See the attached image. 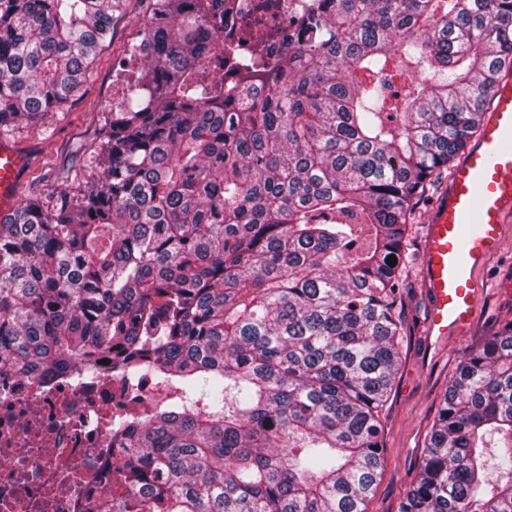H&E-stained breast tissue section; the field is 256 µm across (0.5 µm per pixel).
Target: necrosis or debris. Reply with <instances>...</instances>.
I'll return each instance as SVG.
<instances>
[{"instance_id":"obj_1","label":"necrosis or debris","mask_w":512,"mask_h":512,"mask_svg":"<svg viewBox=\"0 0 512 512\" xmlns=\"http://www.w3.org/2000/svg\"><path fill=\"white\" fill-rule=\"evenodd\" d=\"M161 398L108 368L90 382L1 376L0 512H89L112 455L113 411L143 417Z\"/></svg>"}]
</instances>
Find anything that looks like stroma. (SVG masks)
Here are the masks:
<instances>
[{
	"label": "stroma",
	"mask_w": 512,
	"mask_h": 512,
	"mask_svg": "<svg viewBox=\"0 0 512 512\" xmlns=\"http://www.w3.org/2000/svg\"><path fill=\"white\" fill-rule=\"evenodd\" d=\"M148 0H125L115 12L94 63L90 66L86 94H75L37 124L23 125L7 135L31 157L19 196L52 194L71 187L69 172L73 151L88 150L100 138L101 112L122 100L137 67L127 52L140 41ZM428 206H421L409 226L408 262L402 272L401 311L405 336L401 365L394 389L382 411L384 467L367 512H398L418 472L426 435L441 407L448 382L458 362L477 336L512 322V298L500 294L497 284L512 276V233L500 254L481 274L486 288L482 315L472 335L431 348L424 338L426 297L422 287L420 256Z\"/></svg>",
	"instance_id": "stroma-1"
}]
</instances>
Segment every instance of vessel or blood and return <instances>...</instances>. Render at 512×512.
Wrapping results in <instances>:
<instances>
[{
	"label": "vessel or blood",
	"mask_w": 512,
	"mask_h": 512,
	"mask_svg": "<svg viewBox=\"0 0 512 512\" xmlns=\"http://www.w3.org/2000/svg\"><path fill=\"white\" fill-rule=\"evenodd\" d=\"M27 156L0 139V219L17 206ZM512 215V73L500 77L480 134L452 170L430 210L422 247L428 309L425 334L434 344L466 336L479 313L477 273L500 251Z\"/></svg>",
	"instance_id": "vessel-or-blood-1"
}]
</instances>
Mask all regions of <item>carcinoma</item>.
<instances>
[{"mask_svg":"<svg viewBox=\"0 0 512 512\" xmlns=\"http://www.w3.org/2000/svg\"><path fill=\"white\" fill-rule=\"evenodd\" d=\"M123 3L0 0V134L84 87ZM232 11L152 0L84 178L0 219V374L111 352L164 393L112 414L90 512H366L406 224L512 68V0H314L283 55L224 45ZM399 512H512V323L458 362Z\"/></svg>","mask_w":512,"mask_h":512,"instance_id":"1","label":"carcinoma"}]
</instances>
